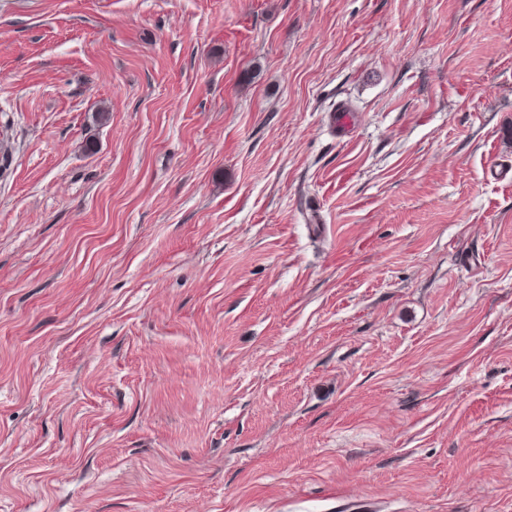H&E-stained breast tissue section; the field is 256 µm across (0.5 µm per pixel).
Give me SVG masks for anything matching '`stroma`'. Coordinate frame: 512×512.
<instances>
[{
    "instance_id": "obj_1",
    "label": "stroma",
    "mask_w": 512,
    "mask_h": 512,
    "mask_svg": "<svg viewBox=\"0 0 512 512\" xmlns=\"http://www.w3.org/2000/svg\"><path fill=\"white\" fill-rule=\"evenodd\" d=\"M2 124L0 512H512V0H0Z\"/></svg>"
}]
</instances>
